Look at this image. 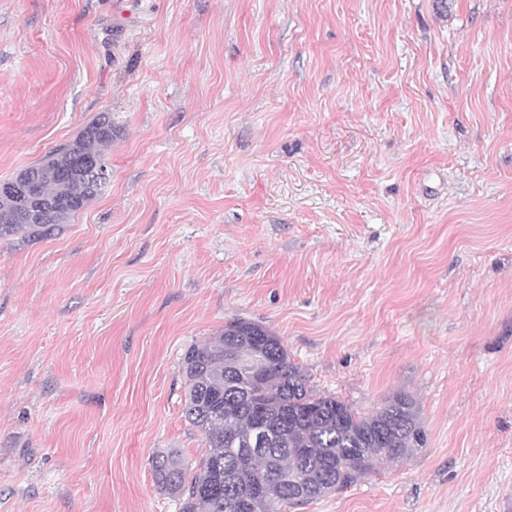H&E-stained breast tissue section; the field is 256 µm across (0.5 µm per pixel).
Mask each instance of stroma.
I'll return each instance as SVG.
<instances>
[{"instance_id":"35a3bbf8","label":"stroma","mask_w":512,"mask_h":512,"mask_svg":"<svg viewBox=\"0 0 512 512\" xmlns=\"http://www.w3.org/2000/svg\"><path fill=\"white\" fill-rule=\"evenodd\" d=\"M102 112L103 194L0 241V512H178L233 318L428 433L288 512H512V0H0V181Z\"/></svg>"}]
</instances>
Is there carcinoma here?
I'll return each instance as SVG.
<instances>
[{
  "label": "carcinoma",
  "instance_id": "carcinoma-1",
  "mask_svg": "<svg viewBox=\"0 0 512 512\" xmlns=\"http://www.w3.org/2000/svg\"><path fill=\"white\" fill-rule=\"evenodd\" d=\"M120 133L108 112L72 142L48 152L0 192V239L47 238L101 195L106 152ZM186 421L209 452L188 473L180 455L159 452L154 479L179 512H286L340 490L387 461L408 460L427 433L415 400L398 391L369 415L318 394L264 326L234 318L182 359Z\"/></svg>",
  "mask_w": 512,
  "mask_h": 512
}]
</instances>
